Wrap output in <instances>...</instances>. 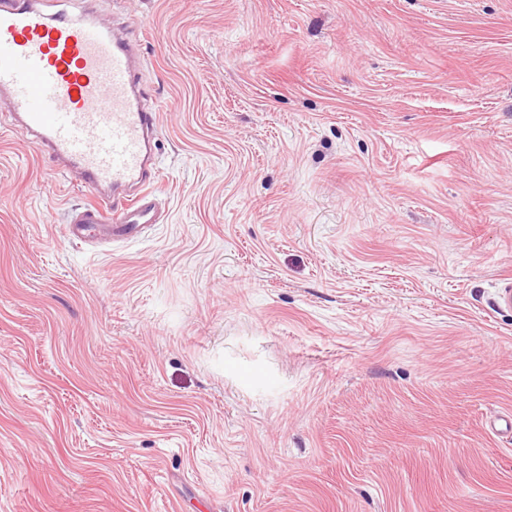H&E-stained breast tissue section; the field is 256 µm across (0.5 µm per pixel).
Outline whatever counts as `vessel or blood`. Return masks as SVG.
I'll use <instances>...</instances> for the list:
<instances>
[{"mask_svg":"<svg viewBox=\"0 0 512 512\" xmlns=\"http://www.w3.org/2000/svg\"><path fill=\"white\" fill-rule=\"evenodd\" d=\"M121 28L49 14L43 0H0V98L10 127L92 198L69 213L70 240L128 241L158 221L159 112Z\"/></svg>","mask_w":512,"mask_h":512,"instance_id":"obj_1","label":"vessel or blood"}]
</instances>
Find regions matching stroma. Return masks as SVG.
Here are the masks:
<instances>
[{
  "label": "stroma",
  "instance_id": "stroma-1",
  "mask_svg": "<svg viewBox=\"0 0 512 512\" xmlns=\"http://www.w3.org/2000/svg\"><path fill=\"white\" fill-rule=\"evenodd\" d=\"M137 23L160 222L0 126V512H512V0H51Z\"/></svg>",
  "mask_w": 512,
  "mask_h": 512
}]
</instances>
